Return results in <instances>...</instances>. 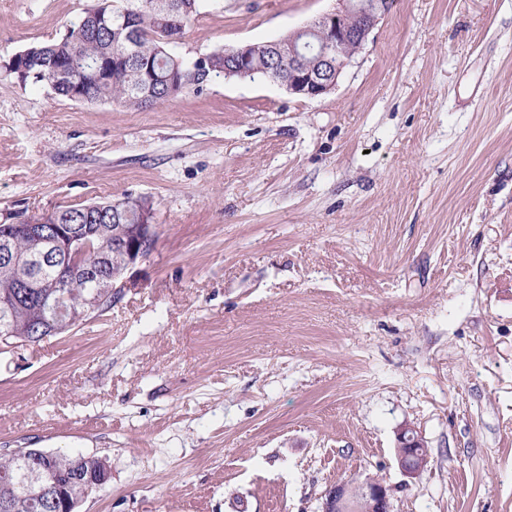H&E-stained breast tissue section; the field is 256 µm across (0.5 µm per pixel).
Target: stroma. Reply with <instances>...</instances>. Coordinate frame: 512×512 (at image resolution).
Returning a JSON list of instances; mask_svg holds the SVG:
<instances>
[{
  "label": "stroma",
  "instance_id": "35a3bbf8",
  "mask_svg": "<svg viewBox=\"0 0 512 512\" xmlns=\"http://www.w3.org/2000/svg\"><path fill=\"white\" fill-rule=\"evenodd\" d=\"M96 0H0V62ZM337 0H200L186 62ZM151 201L140 285L0 355V454L108 459L81 512H512V0H394L319 98L214 78L152 107L0 70V224ZM413 426L429 464L398 465ZM111 307H112V299L106 300L105 302H103L100 305V307L97 309V311L94 312L84 322L79 323L80 321H76V322L73 323L72 314H70L67 319H65V320H58V321H56L54 323H51V324H49L48 328H42L39 333H36L33 336H43L44 338H46L45 336L51 337L52 334L58 333L60 331L66 330V329H71L73 327L75 329H77V328H79L81 326H84L89 320H91L93 318H96V317H99V316H102L105 312H107L109 309H111ZM76 324H78L77 327L75 326ZM71 330L66 331L65 333H69ZM65 333H59V334H55V335H59L60 336V335H65ZM414 433H417L415 428L409 426L402 427L397 432L399 465L403 475L411 480L419 478L429 463V457L427 456H419L415 458L416 461L412 460L413 455H415V451L412 452V450L415 447H422L425 455L428 453L427 448H424L425 441L422 436L417 433V436L413 439ZM319 512H392V488L382 480H357L331 487Z\"/></svg>",
  "mask_w": 512,
  "mask_h": 512
}]
</instances>
